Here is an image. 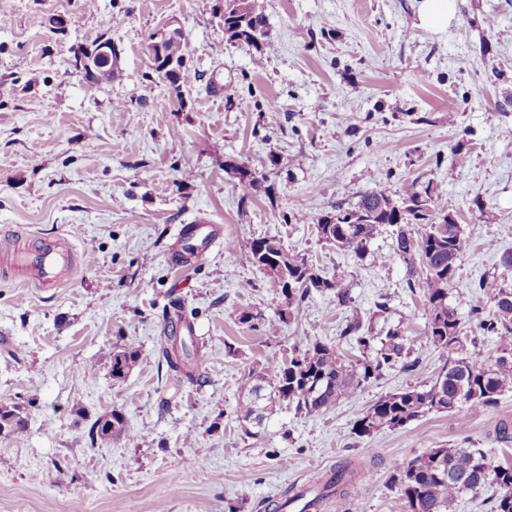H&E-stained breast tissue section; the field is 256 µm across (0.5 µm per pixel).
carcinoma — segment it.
I'll list each match as a JSON object with an SVG mask.
<instances>
[{"mask_svg":"<svg viewBox=\"0 0 512 512\" xmlns=\"http://www.w3.org/2000/svg\"><path fill=\"white\" fill-rule=\"evenodd\" d=\"M224 10V40L228 44L245 43L257 49L267 38L264 15L254 0H218ZM164 58L184 65L185 48L181 31L158 36ZM238 179L237 188L246 199L260 185L258 172L245 164L226 163ZM435 197L431 187L416 179L406 185L400 202L389 191L378 188L363 194L352 207L335 206L322 215L315 229L320 240L339 250L362 258L371 240L387 227L394 236L393 256L402 261L409 275H418L424 289L428 332L432 343L443 350L467 349L479 337L495 339L499 356L488 364L484 354L475 349L450 360L428 384L408 386L375 401L357 420L355 430L369 436L380 429H397L431 412H448L459 417L470 410L494 406L498 396L512 389V289L497 278L485 279L478 288L490 296L493 310L469 305L468 321L480 336L464 333V321L458 305L448 304L449 290L458 275V261L465 251L466 238L461 225L443 218L434 221ZM253 266L269 275L286 298L281 314L302 313L301 305L309 293L331 291L340 306L352 303L350 289L323 276L307 258L286 250L280 242L267 237L253 240L250 246ZM358 349H371L372 337L364 331V318L354 313L346 320L339 335ZM170 337H160L159 358L165 362L171 379L193 378V369L182 357L173 355ZM405 352L400 328L386 331L384 342L375 354L363 360H346L339 345L315 341L304 352L271 369L250 372L240 382L242 398L235 407L238 419L260 426L264 413L286 402L308 416L321 415L342 399H353L384 372L402 361ZM11 420L9 431L19 433L25 420L16 406L0 405V423ZM104 441L121 433L131 439L124 417L112 410L99 415L94 423ZM365 467L353 461L327 473L310 490L289 491L284 501L275 504V512H287L290 505L302 503L298 512H318L331 497L359 498L367 485ZM388 481L406 503L407 512H453L464 493L477 494L487 487L496 490V512L512 500V464L495 465L479 448L459 450L429 448L422 454L390 467Z\"/></svg>","mask_w":512,"mask_h":512,"instance_id":"cac0c4a2","label":"carcinoma"}]
</instances>
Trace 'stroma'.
I'll return each instance as SVG.
<instances>
[{"label":"stroma","mask_w":512,"mask_h":512,"mask_svg":"<svg viewBox=\"0 0 512 512\" xmlns=\"http://www.w3.org/2000/svg\"><path fill=\"white\" fill-rule=\"evenodd\" d=\"M256 3L268 30L259 50L225 43L215 0H0V234L25 247L61 240L76 258L55 288L0 273V405L26 419L23 432L0 433V512H273L286 490L349 458L369 463L370 482L324 512H406L391 462L429 448L512 462V438L494 436L512 418V389L464 427L432 412L355 434L370 405L429 382L456 353L433 345L391 230L361 259L315 230L332 207L381 186L399 196L417 178L467 238L449 304L464 293L490 305L484 278L512 288L501 265L512 252V0H454L439 32L422 23L420 0ZM172 27L187 56L180 100L146 53ZM101 31L120 61L92 83L74 51ZM228 159L263 174L249 198ZM202 215L235 250L188 263L175 255L179 232ZM260 237L341 281L352 307L315 291L303 318L281 319L280 288L249 260ZM245 309L258 325L240 322ZM355 310L373 335L401 329L402 363L326 414L278 406L249 434L233 415L243 375L315 339L337 342ZM189 331L206 361L176 385L157 345ZM123 348L139 356L116 379ZM110 410L128 435L91 439Z\"/></svg>","instance_id":"stroma-1"}]
</instances>
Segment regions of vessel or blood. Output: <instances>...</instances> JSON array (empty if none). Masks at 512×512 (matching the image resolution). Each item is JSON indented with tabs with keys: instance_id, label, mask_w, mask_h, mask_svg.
<instances>
[{
	"instance_id": "1",
	"label": "vessel or blood",
	"mask_w": 512,
	"mask_h": 512,
	"mask_svg": "<svg viewBox=\"0 0 512 512\" xmlns=\"http://www.w3.org/2000/svg\"><path fill=\"white\" fill-rule=\"evenodd\" d=\"M222 230L216 225L198 222L186 227L181 239L194 243L195 259H202L206 251L221 239ZM69 262L67 249L53 244H45L20 252L17 245L0 243V267L6 270H20L26 283L40 288L55 286L63 266Z\"/></svg>"
}]
</instances>
